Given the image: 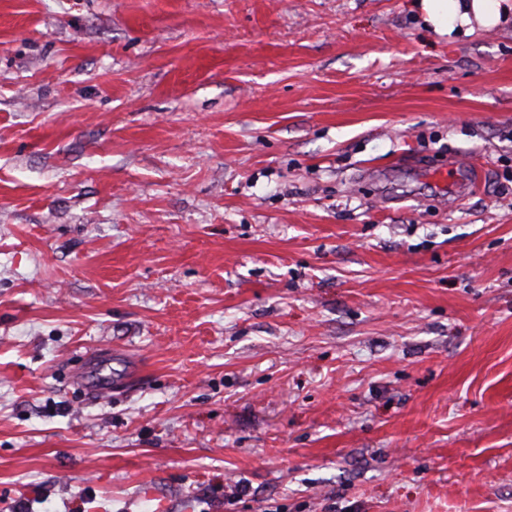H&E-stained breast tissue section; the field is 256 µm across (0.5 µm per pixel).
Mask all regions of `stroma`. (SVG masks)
I'll use <instances>...</instances> for the list:
<instances>
[{
  "mask_svg": "<svg viewBox=\"0 0 512 512\" xmlns=\"http://www.w3.org/2000/svg\"><path fill=\"white\" fill-rule=\"evenodd\" d=\"M0 512H512V23L0 0ZM467 166L458 159L448 161V192L454 197H467L475 188V183L467 180L462 170Z\"/></svg>",
  "mask_w": 512,
  "mask_h": 512,
  "instance_id": "obj_1",
  "label": "stroma"
}]
</instances>
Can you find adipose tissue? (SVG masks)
Wrapping results in <instances>:
<instances>
[{"label":"adipose tissue","mask_w":512,"mask_h":512,"mask_svg":"<svg viewBox=\"0 0 512 512\" xmlns=\"http://www.w3.org/2000/svg\"><path fill=\"white\" fill-rule=\"evenodd\" d=\"M419 10L434 33L452 34L471 22L496 25L512 17V0H420Z\"/></svg>","instance_id":"ef3b65f1"}]
</instances>
